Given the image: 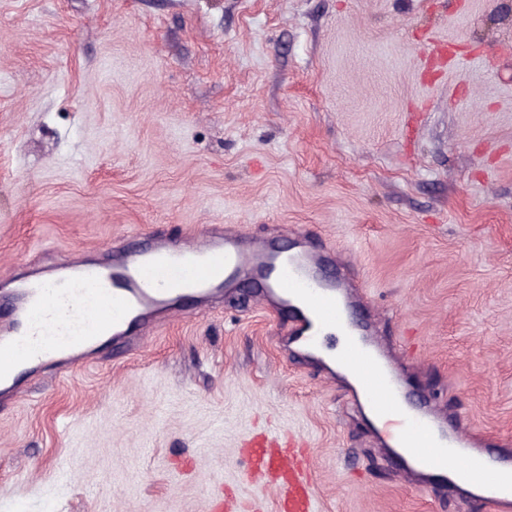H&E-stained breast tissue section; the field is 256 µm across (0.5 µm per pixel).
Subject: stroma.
<instances>
[{"label": "stroma", "instance_id": "stroma-1", "mask_svg": "<svg viewBox=\"0 0 512 512\" xmlns=\"http://www.w3.org/2000/svg\"><path fill=\"white\" fill-rule=\"evenodd\" d=\"M208 224L352 254L414 391L512 435V0H0V284ZM248 295L0 402V512L272 508L240 440L309 449L320 512H482L400 482Z\"/></svg>", "mask_w": 512, "mask_h": 512}]
</instances>
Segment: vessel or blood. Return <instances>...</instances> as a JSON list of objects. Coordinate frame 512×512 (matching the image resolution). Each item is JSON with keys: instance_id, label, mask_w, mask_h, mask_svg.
Masks as SVG:
<instances>
[{"instance_id": "obj_1", "label": "vessel or blood", "mask_w": 512, "mask_h": 512, "mask_svg": "<svg viewBox=\"0 0 512 512\" xmlns=\"http://www.w3.org/2000/svg\"><path fill=\"white\" fill-rule=\"evenodd\" d=\"M324 266L323 255L307 246L275 249L221 224L179 244H123L106 265L72 258L59 276L12 293L10 314L0 318V391L18 394V370L71 371L104 340L122 343L135 326L151 334L183 316L185 302L201 315L215 296L252 285L264 309L289 313L277 344L305 355L370 414L399 478L480 503L484 512H512V438L486 446L461 417L444 418L431 403L409 398L394 351L364 339L354 325L356 289L347 278L328 279ZM333 330L343 339L330 355L324 338ZM242 455L247 478L273 490L275 512H314L308 457L292 437L254 435Z\"/></svg>"}]
</instances>
